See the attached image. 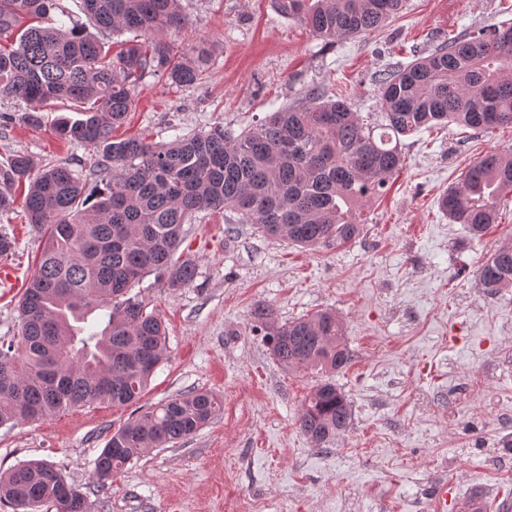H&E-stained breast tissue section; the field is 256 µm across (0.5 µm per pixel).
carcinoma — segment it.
Returning a JSON list of instances; mask_svg holds the SVG:
<instances>
[{"label": "carcinoma", "mask_w": 512, "mask_h": 512, "mask_svg": "<svg viewBox=\"0 0 512 512\" xmlns=\"http://www.w3.org/2000/svg\"><path fill=\"white\" fill-rule=\"evenodd\" d=\"M94 26L131 34L110 55L86 27L55 23L56 0H0V99L26 105L0 113L40 128L56 101L79 117L50 124L59 139L92 150L100 185L87 191L68 163L35 169L25 154L0 162V215L24 187L27 223L42 232L36 268L19 302L17 337L0 345V425L40 420L94 403L138 401L165 356V329L132 287L157 273L185 288L196 267L176 257L183 225L199 213L231 209L258 233L304 248L355 240L369 194L384 190L402 164L400 137L450 122L489 131L512 127V24L479 28L426 56L387 70L379 83L384 123L364 126L347 100L314 86L235 135L217 123L167 143L117 140L148 74L196 83L207 53L176 58L162 36L186 23L181 0H82ZM403 0H277L279 12L333 42L382 28ZM512 193V153H489L439 207L473 234L495 223ZM481 287L512 286V242L477 272ZM254 318L273 358L289 372H336L350 363L343 325L321 311L289 322L270 306ZM219 397L195 391L146 409L112 433L95 460L103 484L128 463L173 446L210 422ZM350 404L332 382L317 386L298 415L315 448L345 431ZM13 512H90L86 495L53 465L30 460L0 473V503Z\"/></svg>", "instance_id": "cac0c4a2"}]
</instances>
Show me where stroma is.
Wrapping results in <instances>:
<instances>
[{"instance_id": "1", "label": "stroma", "mask_w": 512, "mask_h": 512, "mask_svg": "<svg viewBox=\"0 0 512 512\" xmlns=\"http://www.w3.org/2000/svg\"><path fill=\"white\" fill-rule=\"evenodd\" d=\"M187 21L164 39L183 55L206 48L192 87L149 76L116 138L166 142L223 122L240 133L312 86L346 98L364 123L382 122L379 73L474 29L512 22V0H406L381 30L329 43L282 16L276 0H181ZM402 166L387 192L367 199L359 237L312 249L254 233L230 209L185 225L180 254L197 266L187 287L148 274L133 289L166 328V359L137 405L101 403L0 426V469L31 459L56 466L85 493L91 512H426L435 482L448 512H512V288H481L476 273L512 240V195L495 224L471 238L438 205L485 154L512 153V128L480 132L451 123L401 138ZM21 152L36 164L85 171L91 151L22 123L0 135V160ZM14 239L0 269V341L17 334L18 303L40 235L22 210L0 216ZM281 321L336 313L351 361L336 373L351 423L323 447L298 429L320 379L285 372L254 330L259 305ZM194 390L222 401L214 419L171 448L128 464L98 484L94 462L136 407ZM464 404L448 411V395Z\"/></svg>"}]
</instances>
